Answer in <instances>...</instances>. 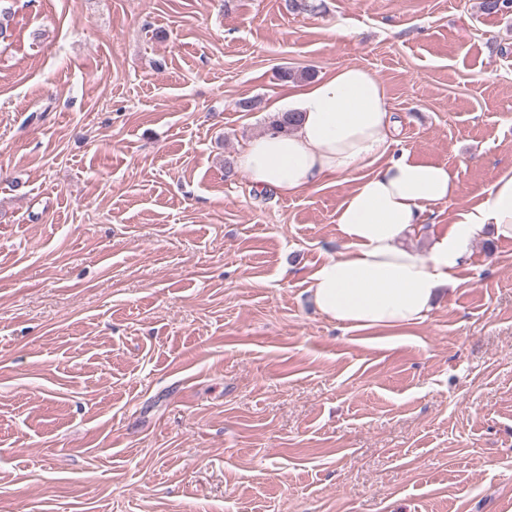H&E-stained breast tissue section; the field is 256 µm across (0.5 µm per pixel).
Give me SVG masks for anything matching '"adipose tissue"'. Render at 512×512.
Listing matches in <instances>:
<instances>
[{
	"instance_id": "1",
	"label": "adipose tissue",
	"mask_w": 512,
	"mask_h": 512,
	"mask_svg": "<svg viewBox=\"0 0 512 512\" xmlns=\"http://www.w3.org/2000/svg\"><path fill=\"white\" fill-rule=\"evenodd\" d=\"M271 111L296 112L287 133L247 143L239 157L254 188L298 193L361 163L363 176L336 212L345 247L310 275L308 292L319 313L346 328L400 331L426 320L469 244L484 231L512 240V169L476 206L458 213L447 231L421 252L404 247L429 206L457 193L446 165L391 158L394 121L383 85L365 68L345 66L330 76L292 88Z\"/></svg>"
}]
</instances>
